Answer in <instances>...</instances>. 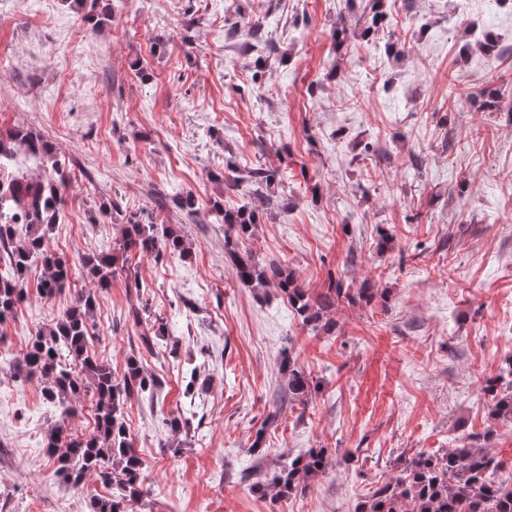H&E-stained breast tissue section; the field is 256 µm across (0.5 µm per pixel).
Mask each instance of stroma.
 <instances>
[{
    "instance_id": "35a3bbf8",
    "label": "stroma",
    "mask_w": 512,
    "mask_h": 512,
    "mask_svg": "<svg viewBox=\"0 0 512 512\" xmlns=\"http://www.w3.org/2000/svg\"><path fill=\"white\" fill-rule=\"evenodd\" d=\"M383 10L368 34L361 0H99L93 23L66 0H0V132L37 131L65 160L46 242L78 268L45 298L34 260L25 301L0 323V512H89L111 493L92 477L72 485L43 447L57 424L90 430L89 412L64 416L14 365L131 213L190 253L131 258L141 302L165 324L152 348L127 319V280L96 291V356L119 374L136 356L161 382L125 406L143 461L129 512H354L405 463L462 443L490 449L512 485V423L491 419L484 392L512 383V7ZM250 26L269 49H247ZM475 31L504 54L466 50ZM452 88L465 101L451 104ZM252 167L281 171L282 207L229 186ZM216 200L256 210L245 249L287 266L309 296L341 279L353 298L329 312L332 330L305 325L276 289L237 282L224 227L209 221ZM364 285L372 302L355 296ZM287 356L311 383L304 400L283 396ZM192 369L207 386L190 396ZM312 448L328 453L323 472L278 495L270 475Z\"/></svg>"
}]
</instances>
